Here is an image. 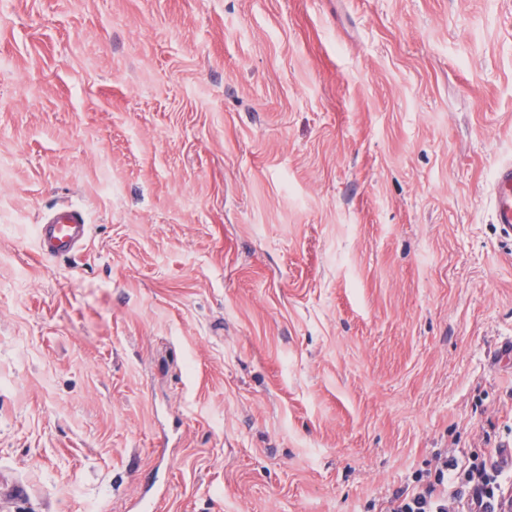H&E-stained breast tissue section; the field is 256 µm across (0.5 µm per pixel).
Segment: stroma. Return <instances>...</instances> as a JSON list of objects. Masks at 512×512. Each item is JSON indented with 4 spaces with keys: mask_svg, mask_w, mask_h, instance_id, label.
Here are the masks:
<instances>
[{
    "mask_svg": "<svg viewBox=\"0 0 512 512\" xmlns=\"http://www.w3.org/2000/svg\"><path fill=\"white\" fill-rule=\"evenodd\" d=\"M509 160L512 0H0V512H384L512 449ZM495 223L507 237H512V162L500 165L489 189ZM89 235V224L83 210L66 208L36 225L37 255L56 260L78 253Z\"/></svg>",
    "mask_w": 512,
    "mask_h": 512,
    "instance_id": "stroma-1",
    "label": "stroma"
}]
</instances>
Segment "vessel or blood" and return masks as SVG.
Returning <instances> with one entry per match:
<instances>
[{
    "label": "vessel or blood",
    "mask_w": 512,
    "mask_h": 512,
    "mask_svg": "<svg viewBox=\"0 0 512 512\" xmlns=\"http://www.w3.org/2000/svg\"><path fill=\"white\" fill-rule=\"evenodd\" d=\"M494 219L507 237H512V162L500 165L489 189ZM89 226L83 210L66 208L47 217L36 227L37 254L56 260L78 253L85 245Z\"/></svg>",
    "instance_id": "b4317fda"
}]
</instances>
